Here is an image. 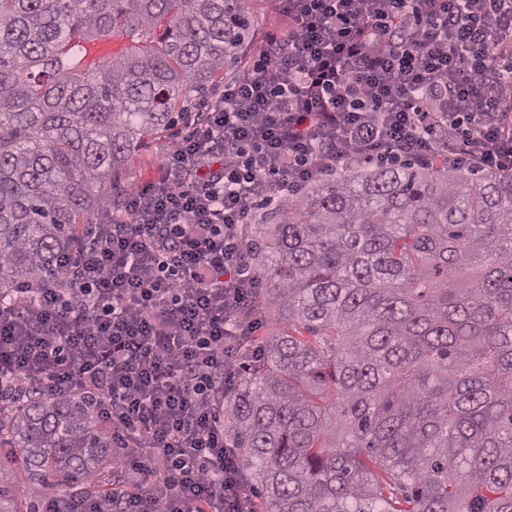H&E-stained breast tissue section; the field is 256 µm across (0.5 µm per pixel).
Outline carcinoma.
I'll return each mask as SVG.
<instances>
[{"mask_svg":"<svg viewBox=\"0 0 512 512\" xmlns=\"http://www.w3.org/2000/svg\"><path fill=\"white\" fill-rule=\"evenodd\" d=\"M241 0H0V299L122 199L142 139L251 42ZM249 236L258 309L224 422L262 512H512V171L345 163ZM78 398L0 386V512L110 481Z\"/></svg>","mask_w":512,"mask_h":512,"instance_id":"cac0c4a2","label":"carcinoma"}]
</instances>
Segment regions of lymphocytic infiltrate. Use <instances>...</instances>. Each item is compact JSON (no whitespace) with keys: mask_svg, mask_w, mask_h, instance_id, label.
I'll use <instances>...</instances> for the list:
<instances>
[{"mask_svg":"<svg viewBox=\"0 0 512 512\" xmlns=\"http://www.w3.org/2000/svg\"><path fill=\"white\" fill-rule=\"evenodd\" d=\"M268 32L158 176L84 225L35 288L0 302V381L85 397L112 482L40 512H255L220 400L262 286L259 200L342 162L423 161L436 139L512 170V0H280Z\"/></svg>","mask_w":512,"mask_h":512,"instance_id":"obj_1","label":"lymphocytic infiltrate"}]
</instances>
